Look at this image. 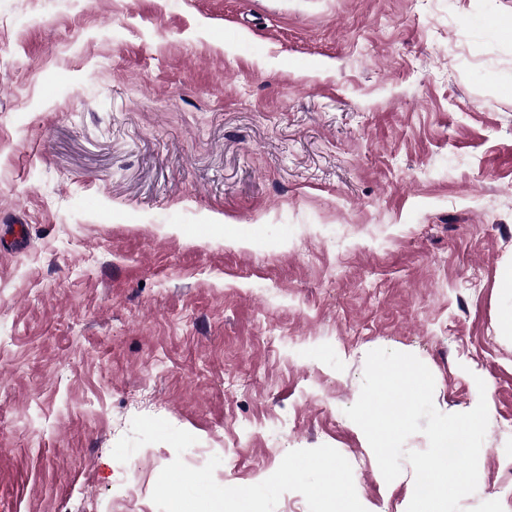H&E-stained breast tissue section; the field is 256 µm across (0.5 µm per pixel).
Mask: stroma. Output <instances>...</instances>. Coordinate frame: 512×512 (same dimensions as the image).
<instances>
[{
    "instance_id": "stroma-1",
    "label": "stroma",
    "mask_w": 512,
    "mask_h": 512,
    "mask_svg": "<svg viewBox=\"0 0 512 512\" xmlns=\"http://www.w3.org/2000/svg\"><path fill=\"white\" fill-rule=\"evenodd\" d=\"M512 0H0V512H158L329 445L405 512L346 408L369 351L491 408L463 512H512ZM485 391H478V384Z\"/></svg>"
}]
</instances>
